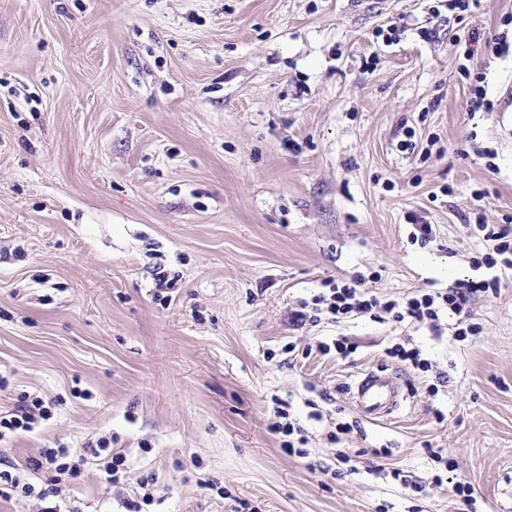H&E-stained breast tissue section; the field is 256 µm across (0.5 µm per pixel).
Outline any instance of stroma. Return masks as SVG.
<instances>
[{
    "label": "stroma",
    "instance_id": "obj_1",
    "mask_svg": "<svg viewBox=\"0 0 512 512\" xmlns=\"http://www.w3.org/2000/svg\"><path fill=\"white\" fill-rule=\"evenodd\" d=\"M430 5L0 0V412L57 403L0 456L112 435L131 472L85 465L78 512H122L149 474L150 512H512V270L460 341L445 313L434 331L289 319L359 275L383 301L492 276L465 219H512V56L491 54L512 0L462 20ZM458 41L491 111L467 107ZM341 336L351 358L320 352ZM400 340L432 370L390 359ZM377 367L404 396L384 420L352 403ZM280 401L307 457L281 449Z\"/></svg>",
    "mask_w": 512,
    "mask_h": 512
}]
</instances>
